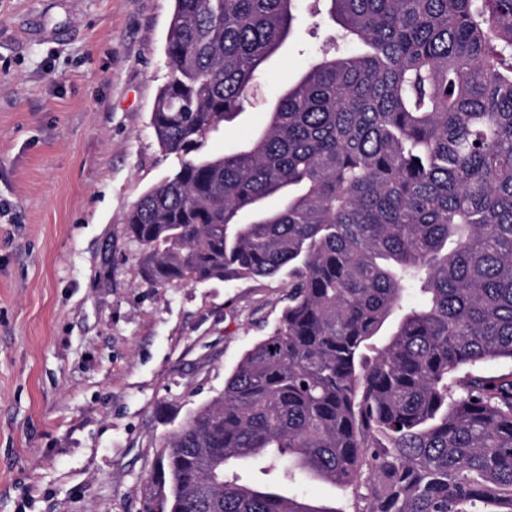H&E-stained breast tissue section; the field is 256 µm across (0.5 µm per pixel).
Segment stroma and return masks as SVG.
<instances>
[{
  "instance_id": "35a3bbf8",
  "label": "stroma",
  "mask_w": 512,
  "mask_h": 512,
  "mask_svg": "<svg viewBox=\"0 0 512 512\" xmlns=\"http://www.w3.org/2000/svg\"><path fill=\"white\" fill-rule=\"evenodd\" d=\"M174 0H0V512H139L173 423L215 398L288 303L279 277L159 288L126 214L171 175L150 126ZM304 19L261 67L221 154L267 121L335 30ZM322 512L362 487L281 484Z\"/></svg>"
}]
</instances>
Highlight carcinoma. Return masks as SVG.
Masks as SVG:
<instances>
[{
  "mask_svg": "<svg viewBox=\"0 0 512 512\" xmlns=\"http://www.w3.org/2000/svg\"><path fill=\"white\" fill-rule=\"evenodd\" d=\"M324 2L339 45L207 155L298 0H175L150 124L179 168L125 232L158 288L282 277L289 303L163 439L145 512H320L239 483L256 458L368 512H512V372H474L512 363V0Z\"/></svg>",
  "mask_w": 512,
  "mask_h": 512,
  "instance_id": "cac0c4a2",
  "label": "carcinoma"
}]
</instances>
